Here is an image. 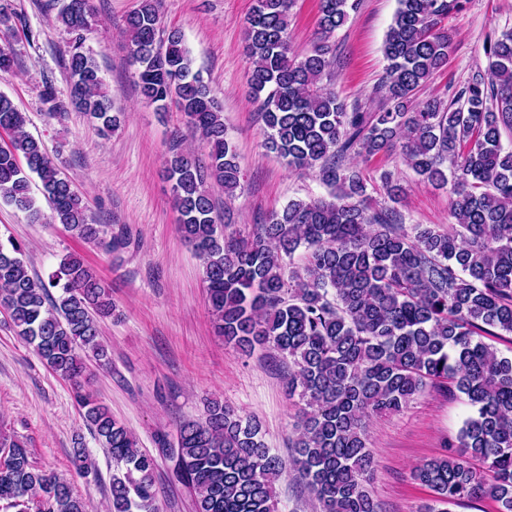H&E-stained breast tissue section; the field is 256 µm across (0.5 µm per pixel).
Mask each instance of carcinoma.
<instances>
[{
  "mask_svg": "<svg viewBox=\"0 0 512 512\" xmlns=\"http://www.w3.org/2000/svg\"><path fill=\"white\" fill-rule=\"evenodd\" d=\"M466 0H398L386 34L385 74L374 106L347 109L331 86L326 39L359 0H319L318 41L305 54L290 35L294 0H256L245 28L247 83L260 106L266 146L294 170H312L330 197L292 200L242 236L217 223L209 186L232 198L243 172L211 95L178 29L163 32L156 0L125 19L129 65L148 103L173 102L208 145L206 158L176 132L166 157L179 231L202 261L217 334L245 355L271 349L288 368V397L304 403L288 463L319 512H378L369 488L373 456L363 418L397 413L430 384H447L471 407L457 438L461 453L422 463L412 478L432 493L422 512L484 496L512 512V356L482 336L512 335V29L487 38V69L448 99L415 96L448 63L442 25ZM75 35L67 50L70 99L108 133L121 122L94 59L81 51L91 0H53ZM26 116L0 95V200L42 220L30 194L36 176L52 221L85 242H104L82 199ZM396 152L423 182L448 187L446 227L402 224L368 203L361 171L344 159ZM56 293H51L50 289ZM0 306L46 364L76 384L94 437L112 456L110 512H159L155 458L130 429L78 385L86 361L108 359L100 323L112 316L108 286L74 255L44 280L20 245L0 241ZM173 477L191 489L195 512H276L274 479L285 468L259 423L214 399L202 421L183 420L174 441L159 438ZM0 501L17 512H84L70 484L37 469L18 442L0 439Z\"/></svg>",
  "mask_w": 512,
  "mask_h": 512,
  "instance_id": "1",
  "label": "carcinoma"
}]
</instances>
